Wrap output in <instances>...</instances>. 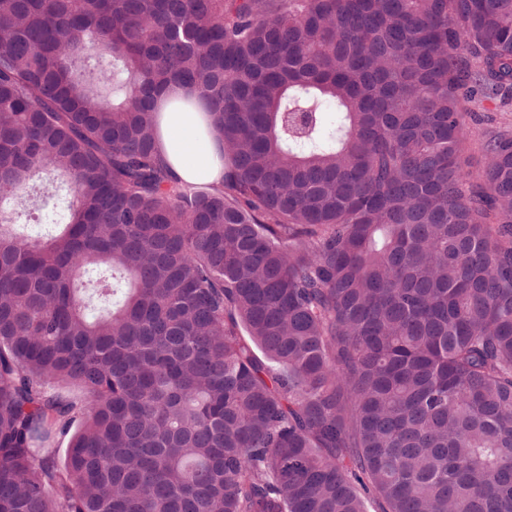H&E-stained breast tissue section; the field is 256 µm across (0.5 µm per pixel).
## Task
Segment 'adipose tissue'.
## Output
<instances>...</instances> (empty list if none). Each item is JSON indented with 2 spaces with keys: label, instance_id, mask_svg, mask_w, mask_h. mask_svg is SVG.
Segmentation results:
<instances>
[{
  "label": "adipose tissue",
  "instance_id": "obj_1",
  "mask_svg": "<svg viewBox=\"0 0 512 512\" xmlns=\"http://www.w3.org/2000/svg\"><path fill=\"white\" fill-rule=\"evenodd\" d=\"M185 85H172L159 98L167 108L160 115L157 149L172 176L190 186L217 185L224 179V140L211 119L201 112H184L168 100L186 93Z\"/></svg>",
  "mask_w": 512,
  "mask_h": 512
}]
</instances>
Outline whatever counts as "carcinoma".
Returning <instances> with one entry per match:
<instances>
[{"mask_svg": "<svg viewBox=\"0 0 512 512\" xmlns=\"http://www.w3.org/2000/svg\"><path fill=\"white\" fill-rule=\"evenodd\" d=\"M507 87L512 0H0V512H512ZM465 122L469 131L465 147L473 163V175L477 177L488 161L485 145L489 137L502 133L512 135V90L502 93L494 101L476 99L469 103ZM207 112H183L174 104L160 113L157 149L171 175L190 186L224 180V139Z\"/></svg>", "mask_w": 512, "mask_h": 512, "instance_id": "carcinoma-1", "label": "carcinoma"}]
</instances>
